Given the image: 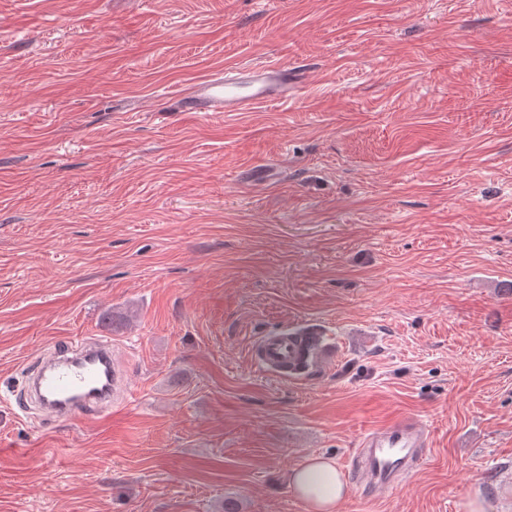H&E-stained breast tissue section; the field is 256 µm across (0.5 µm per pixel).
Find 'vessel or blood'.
<instances>
[{
    "mask_svg": "<svg viewBox=\"0 0 512 512\" xmlns=\"http://www.w3.org/2000/svg\"><path fill=\"white\" fill-rule=\"evenodd\" d=\"M305 81L304 70L283 63L244 66L201 77L177 92L174 104L180 112H247L288 101ZM312 340L310 330L280 329L260 339L253 358L274 372L294 365ZM119 383L111 344H70L43 359L33 392L47 418L69 419L91 410L111 411ZM431 446V436L419 420L400 418L364 434L348 471L363 492L384 496L400 486Z\"/></svg>",
    "mask_w": 512,
    "mask_h": 512,
    "instance_id": "1",
    "label": "vessel or blood"
}]
</instances>
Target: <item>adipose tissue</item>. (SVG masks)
Masks as SVG:
<instances>
[{
  "instance_id": "1",
  "label": "adipose tissue",
  "mask_w": 512,
  "mask_h": 512,
  "mask_svg": "<svg viewBox=\"0 0 512 512\" xmlns=\"http://www.w3.org/2000/svg\"><path fill=\"white\" fill-rule=\"evenodd\" d=\"M290 484L310 512H338L348 496L342 473L328 458L311 456L295 467Z\"/></svg>"
}]
</instances>
